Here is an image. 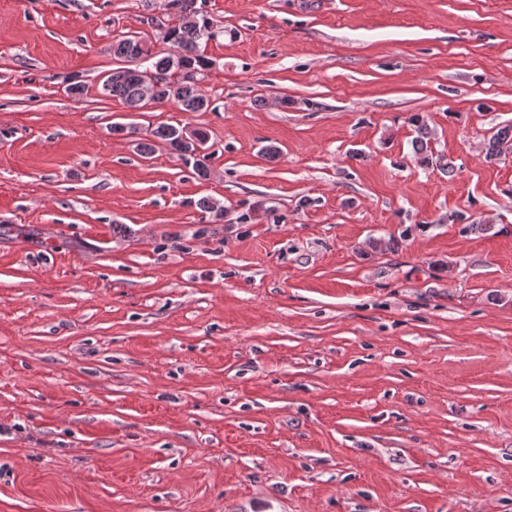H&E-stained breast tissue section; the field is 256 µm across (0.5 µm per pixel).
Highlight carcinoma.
I'll use <instances>...</instances> for the list:
<instances>
[{
  "label": "carcinoma",
  "mask_w": 512,
  "mask_h": 512,
  "mask_svg": "<svg viewBox=\"0 0 512 512\" xmlns=\"http://www.w3.org/2000/svg\"><path fill=\"white\" fill-rule=\"evenodd\" d=\"M169 4L174 6L173 13L179 18V22L166 29L162 36L163 41L170 44L171 50L164 55L146 53V44L136 35L114 39L112 56L122 62V66L112 69L105 76L102 89L106 95L120 99L133 110L142 109L151 102L172 101L183 112H206L210 110V100L198 85L197 76L212 66V60L201 49V43L215 37L214 22L197 6V0H169ZM140 57L147 60V71L161 78L155 99L151 102L143 99L141 79L128 74L130 63ZM411 122L418 132L415 140L417 151L423 154V161L427 162L429 157L424 152L427 149L428 128L417 116L412 117ZM183 133L182 127L162 124L152 132V136L177 151L199 177H207L205 158L199 154H185ZM511 141L512 126L499 128L489 140L487 158L499 156L503 146Z\"/></svg>",
  "instance_id": "1"
}]
</instances>
